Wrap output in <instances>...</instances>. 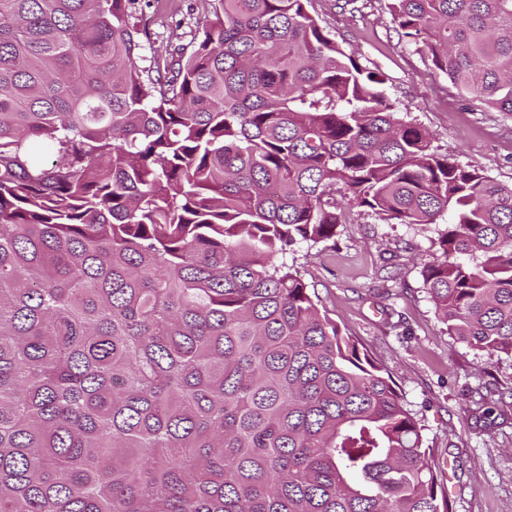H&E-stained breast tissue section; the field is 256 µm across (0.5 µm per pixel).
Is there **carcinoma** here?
I'll list each match as a JSON object with an SVG mask.
<instances>
[{
	"instance_id": "carcinoma-1",
	"label": "carcinoma",
	"mask_w": 512,
	"mask_h": 512,
	"mask_svg": "<svg viewBox=\"0 0 512 512\" xmlns=\"http://www.w3.org/2000/svg\"><path fill=\"white\" fill-rule=\"evenodd\" d=\"M0 0V512H449L423 425L285 261L446 219L422 289L512 357V185L438 152L311 0ZM512 113V0H388ZM342 185L336 199V184ZM203 0H140L137 18L140 28L146 26L150 37L144 36V54H165L174 45L189 43L197 33L196 19L208 8ZM171 13H174L171 17ZM173 46H169V45Z\"/></svg>"
}]
</instances>
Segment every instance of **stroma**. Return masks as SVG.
Listing matches in <instances>:
<instances>
[{"label": "stroma", "mask_w": 512, "mask_h": 512, "mask_svg": "<svg viewBox=\"0 0 512 512\" xmlns=\"http://www.w3.org/2000/svg\"><path fill=\"white\" fill-rule=\"evenodd\" d=\"M312 0L311 13L360 63L385 74V95L432 145L512 185V114L462 96L427 52L398 36L387 0ZM205 0H139L145 55L189 43ZM439 225L389 224L354 211L334 240L300 245L292 272L398 385L423 421L452 512H512V357H487L448 336L421 287L439 256ZM485 400L489 418L474 412Z\"/></svg>", "instance_id": "obj_1"}]
</instances>
